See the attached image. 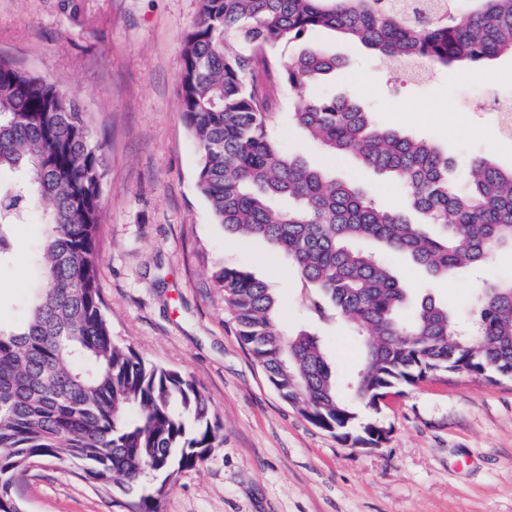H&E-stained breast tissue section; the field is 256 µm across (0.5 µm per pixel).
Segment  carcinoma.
Instances as JSON below:
<instances>
[{
  "label": "carcinoma",
  "instance_id": "obj_1",
  "mask_svg": "<svg viewBox=\"0 0 512 512\" xmlns=\"http://www.w3.org/2000/svg\"><path fill=\"white\" fill-rule=\"evenodd\" d=\"M360 40L395 68L480 64L512 55V0H200L182 39L181 116L199 152L197 185L224 233L257 238L291 262L314 319L349 318L364 337L356 400L375 412L391 390L430 374L512 381V279L475 300L474 327L412 289L388 260L403 254L434 278L512 251V169L474 160L464 185L433 143L380 128L354 98L315 94L287 119L336 157L388 175L408 210H386L280 144L272 104L318 82L340 60L281 46L318 30ZM104 144L77 95L10 58L0 63V266L14 228L37 215L36 275L21 319L0 324V512H23L14 483L43 461L68 460L90 484L159 512L174 477L223 445V423L179 370L146 362L112 339L98 285ZM237 336L279 396L345 442L357 412L315 335L279 321L276 291L243 266L212 275ZM379 444L378 421L361 426ZM156 480L144 494V478Z\"/></svg>",
  "mask_w": 512,
  "mask_h": 512
}]
</instances>
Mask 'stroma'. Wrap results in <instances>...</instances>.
I'll return each mask as SVG.
<instances>
[{"instance_id":"35a3bbf8","label":"stroma","mask_w":512,"mask_h":512,"mask_svg":"<svg viewBox=\"0 0 512 512\" xmlns=\"http://www.w3.org/2000/svg\"><path fill=\"white\" fill-rule=\"evenodd\" d=\"M200 0H0V54L74 90L95 135L107 144L102 183L99 286L113 340L146 361L189 375L224 422V445L181 472L160 512H512V382L441 373L388 397L380 411L356 404L361 419L387 429L378 445H352L323 431L284 402L240 342L211 276L242 265L281 298L289 330L319 335L345 388L363 361V344L339 318L308 324L301 286L288 260L265 242L225 235L197 188L198 151L181 120L182 37ZM336 55L331 91L357 97L374 122L425 138L456 162L465 181L485 157L512 168V135L494 101L512 103V56L476 66L434 68L414 81L390 71L366 45L315 32L288 45ZM281 142L310 165H331L337 179L396 208L403 192L362 168L352 155L328 161L290 123ZM38 235L16 234L13 268L0 272V320L28 287ZM414 292L428 291L468 318L481 279L512 277V252L479 270L428 278L392 256ZM24 512H126L123 497L89 484L70 462L50 460L18 486Z\"/></svg>"}]
</instances>
